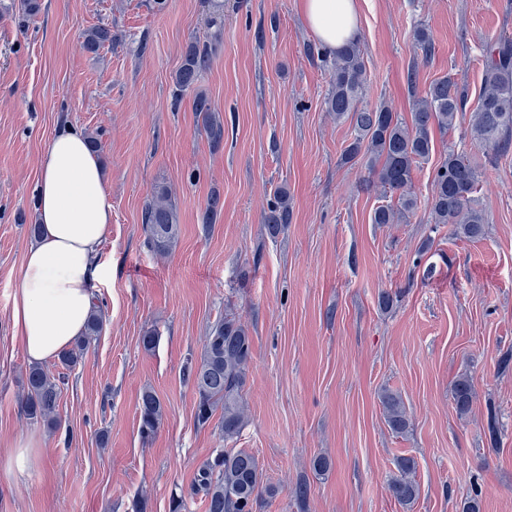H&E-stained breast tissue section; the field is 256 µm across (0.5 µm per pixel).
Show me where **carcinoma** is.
Wrapping results in <instances>:
<instances>
[{
  "label": "carcinoma",
  "mask_w": 512,
  "mask_h": 512,
  "mask_svg": "<svg viewBox=\"0 0 512 512\" xmlns=\"http://www.w3.org/2000/svg\"><path fill=\"white\" fill-rule=\"evenodd\" d=\"M87 49L96 51L112 44V27L101 24L84 33ZM331 84L324 98L325 111L336 120L349 119L353 137L341 154V162L355 164L367 159L370 172L386 190L398 193L399 207L382 205L374 210L372 223L397 224L417 208L412 189L413 167L429 157L433 149L431 126L446 131L455 126L462 111L464 97L453 78L447 76L431 83L419 99L408 124L384 104L363 103L365 66L360 47L352 41L331 53ZM212 47L190 44L175 73V83L182 92L196 89L202 73L209 67ZM194 112L201 120L207 137L218 145L224 139V124L213 111L209 99L195 93ZM470 135L476 146L484 150L506 152L512 147V41L501 38L490 45L478 105L469 118ZM480 168L471 158L453 150L435 170L433 189L424 207L430 224H454L458 234L478 239L484 234L485 218L476 204ZM291 220L288 192L278 190L268 206L264 224L270 235H277ZM142 224L147 243L164 256L176 245L179 235L177 212L171 194L164 186L153 192L142 211ZM102 327L100 315L91 317L87 331L74 346L59 355L62 371L52 374L40 366L26 372L22 408L27 418L52 428L59 425L58 408L67 372L83 359L91 342ZM253 339L249 327L234 313H226L208 330L199 356L190 358L183 367V379L195 394V423L204 428L219 417L218 428L224 440L238 439L247 423L243 400L247 375L252 360ZM475 398L474 385L467 376L459 377L452 388L457 414L467 415ZM386 422L397 434H405L411 419L402 397L392 391L380 394ZM139 432L142 439L151 438L163 415V405L150 389L141 393L138 404ZM398 476L389 490L402 505L413 503L419 487L412 479L415 461L400 457L396 461ZM263 487L262 469L256 456L245 448H217L199 466L186 492L172 498L170 512H184L186 499H198L205 512H254Z\"/></svg>",
  "instance_id": "cac0c4a2"
}]
</instances>
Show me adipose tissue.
<instances>
[{"instance_id": "ef3b65f1", "label": "adipose tissue", "mask_w": 512, "mask_h": 512, "mask_svg": "<svg viewBox=\"0 0 512 512\" xmlns=\"http://www.w3.org/2000/svg\"><path fill=\"white\" fill-rule=\"evenodd\" d=\"M305 24L328 49L358 31L357 0H301ZM36 186L38 233L26 251L11 323L30 363L57 357L83 336L97 286L112 280L100 246L112 222L102 165L80 130L59 129L42 151Z\"/></svg>"}]
</instances>
